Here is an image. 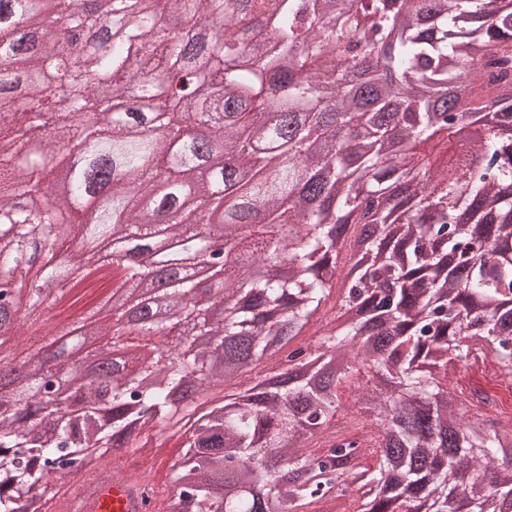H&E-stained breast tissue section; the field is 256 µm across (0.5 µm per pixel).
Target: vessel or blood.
Here are the masks:
<instances>
[{
	"mask_svg": "<svg viewBox=\"0 0 512 512\" xmlns=\"http://www.w3.org/2000/svg\"><path fill=\"white\" fill-rule=\"evenodd\" d=\"M123 467L121 477L107 470L93 476L88 489L74 495L75 512H156L158 500L133 474L132 458H125Z\"/></svg>",
	"mask_w": 512,
	"mask_h": 512,
	"instance_id": "b4317fda",
	"label": "vessel or blood"
}]
</instances>
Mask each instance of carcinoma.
<instances>
[{"mask_svg": "<svg viewBox=\"0 0 512 512\" xmlns=\"http://www.w3.org/2000/svg\"><path fill=\"white\" fill-rule=\"evenodd\" d=\"M30 0H0V277L67 289L68 253L112 238L148 245L164 232L174 259L208 263L207 234L235 224L223 277L206 300L189 270L147 312L81 315L63 335L142 344L99 381L97 350L74 360L58 335L56 366L0 376V512H48L54 478L100 469L125 448L144 464L157 437L184 436L161 512H312L356 498L357 512H507L512 475L498 476L502 422L465 418L448 366L487 363L512 387V0H109L117 39L73 60L60 38L100 25L72 0H47L30 43L5 16ZM67 88L46 100L47 75ZM161 130L122 109L125 91ZM205 119L235 168L265 172L222 194L228 169L204 170L186 126ZM485 134L444 168L421 152L457 125ZM65 141L86 164L66 196L49 194ZM154 199L162 221L139 211ZM107 203L79 223H54L92 188ZM189 189L193 220L176 212ZM354 239L349 270L339 256ZM157 258L120 285L139 294ZM259 263L265 272L256 274ZM342 281L346 293L317 345L288 351V377L234 397L214 390L253 372L304 329ZM83 388L62 411L59 375ZM358 394L364 436L309 442Z\"/></svg>", "mask_w": 512, "mask_h": 512, "instance_id": "obj_1", "label": "carcinoma"}]
</instances>
